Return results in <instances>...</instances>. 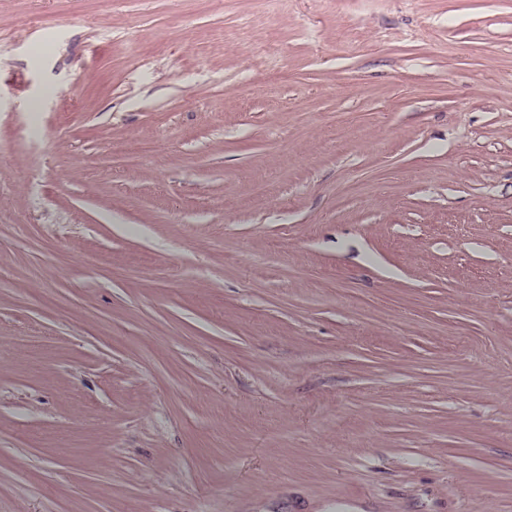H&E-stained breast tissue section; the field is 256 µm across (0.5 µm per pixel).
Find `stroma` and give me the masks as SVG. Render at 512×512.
<instances>
[{"mask_svg": "<svg viewBox=\"0 0 512 512\" xmlns=\"http://www.w3.org/2000/svg\"><path fill=\"white\" fill-rule=\"evenodd\" d=\"M0 512H512V0H0Z\"/></svg>", "mask_w": 512, "mask_h": 512, "instance_id": "obj_1", "label": "stroma"}]
</instances>
